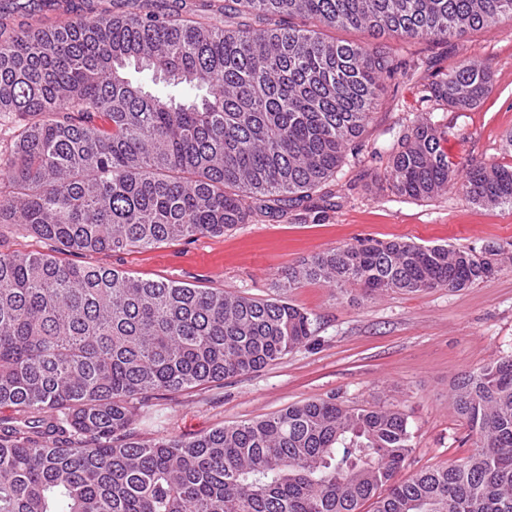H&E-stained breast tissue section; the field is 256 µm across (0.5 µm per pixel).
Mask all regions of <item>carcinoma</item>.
I'll return each mask as SVG.
<instances>
[{"mask_svg":"<svg viewBox=\"0 0 512 512\" xmlns=\"http://www.w3.org/2000/svg\"><path fill=\"white\" fill-rule=\"evenodd\" d=\"M232 2L253 23H212L225 0H115L24 31L0 16V118L14 119L0 144V227L51 246L0 251V512H512V357L451 390L475 435L465 461L401 482L412 433L383 406L316 399L197 435L136 434L149 400L257 371L306 343L313 320L281 298L59 255L221 236L318 195L359 153L403 64L317 28L440 40L512 17V0ZM132 71L198 94L158 95ZM491 91L489 68L467 62L423 99L466 110ZM443 142L428 121L404 130L388 188L428 199L460 178L473 203L512 204V166H460ZM502 255L358 241L313 256L283 287L462 290Z\"/></svg>","mask_w":512,"mask_h":512,"instance_id":"cac0c4a2","label":"carcinoma"}]
</instances>
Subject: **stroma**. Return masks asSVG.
<instances>
[{"label": "stroma", "instance_id": "35a3bbf8", "mask_svg": "<svg viewBox=\"0 0 512 512\" xmlns=\"http://www.w3.org/2000/svg\"><path fill=\"white\" fill-rule=\"evenodd\" d=\"M382 43L411 73L397 75L380 91L363 135L366 149L337 173L331 197L290 206L283 219L259 216L221 236L96 254L91 263L268 298L277 295L288 270L363 238L477 249L494 242L512 251V205L473 204L458 186L417 200L383 181L398 136L421 119L445 131L453 161L512 165V147L505 145L512 133V19L448 40L386 37ZM464 61L492 73V91L478 107L422 102L425 85ZM288 298L314 321L303 346L259 371L150 400L137 425L140 438L197 434L333 396L407 416L414 450L397 480L463 462L472 433L449 393L464 375L512 356V261L503 262L493 278L459 291L368 295L357 285L339 291L306 281Z\"/></svg>", "mask_w": 512, "mask_h": 512}]
</instances>
